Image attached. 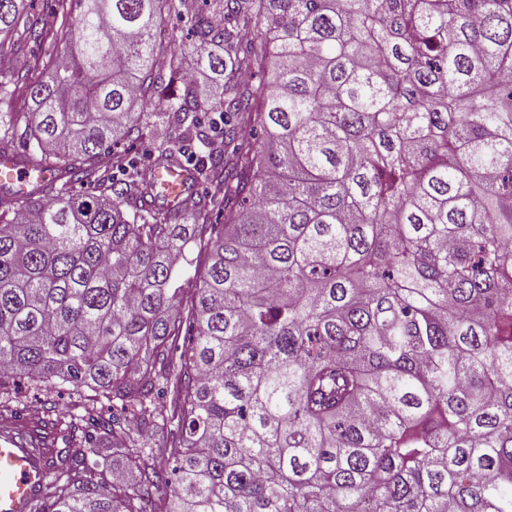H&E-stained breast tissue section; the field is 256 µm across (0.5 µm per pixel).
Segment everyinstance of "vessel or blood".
Returning <instances> with one entry per match:
<instances>
[{
  "label": "vessel or blood",
  "instance_id": "b4317fda",
  "mask_svg": "<svg viewBox=\"0 0 512 512\" xmlns=\"http://www.w3.org/2000/svg\"><path fill=\"white\" fill-rule=\"evenodd\" d=\"M167 208L177 209L190 184V172L160 164L154 169ZM44 172L33 171L11 155L0 156V184L24 194ZM58 438L45 434L34 418L0 421V512H33V504L53 474L49 457Z\"/></svg>",
  "mask_w": 512,
  "mask_h": 512
}]
</instances>
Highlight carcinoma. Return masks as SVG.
Instances as JSON below:
<instances>
[{
  "label": "carcinoma",
  "mask_w": 512,
  "mask_h": 512,
  "mask_svg": "<svg viewBox=\"0 0 512 512\" xmlns=\"http://www.w3.org/2000/svg\"><path fill=\"white\" fill-rule=\"evenodd\" d=\"M214 2L54 0L79 9L64 50L0 80L32 102L0 155L50 172L0 194V387L57 378L82 409H44L35 512H512V0ZM185 14L212 92L157 48ZM148 105L206 150L224 223L196 192L176 223L114 151Z\"/></svg>",
  "instance_id": "obj_1"
}]
</instances>
